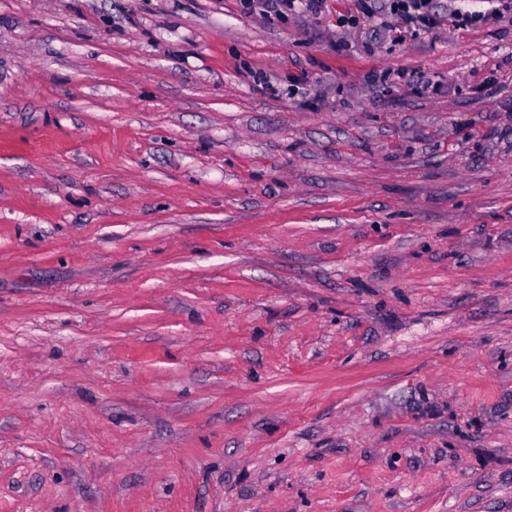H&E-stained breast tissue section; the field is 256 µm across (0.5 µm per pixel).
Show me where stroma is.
Instances as JSON below:
<instances>
[{"instance_id":"stroma-1","label":"stroma","mask_w":512,"mask_h":512,"mask_svg":"<svg viewBox=\"0 0 512 512\" xmlns=\"http://www.w3.org/2000/svg\"><path fill=\"white\" fill-rule=\"evenodd\" d=\"M463 8L0 0V512H512V13ZM363 14L371 13L367 1H377V12L387 17L396 18L398 27L386 28L389 32H401V29L432 30L442 23V16L434 9L433 0H358Z\"/></svg>"}]
</instances>
